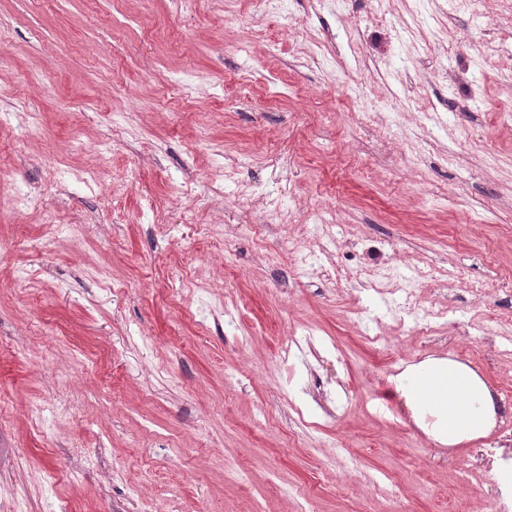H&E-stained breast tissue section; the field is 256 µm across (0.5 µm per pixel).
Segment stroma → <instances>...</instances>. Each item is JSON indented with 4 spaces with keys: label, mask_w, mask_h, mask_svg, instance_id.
<instances>
[{
    "label": "stroma",
    "mask_w": 512,
    "mask_h": 512,
    "mask_svg": "<svg viewBox=\"0 0 512 512\" xmlns=\"http://www.w3.org/2000/svg\"><path fill=\"white\" fill-rule=\"evenodd\" d=\"M509 25L504 0H0V512H494L485 463L512 437ZM266 193L333 213L329 254ZM417 271L420 308L447 313L426 333L368 286ZM448 357L501 410L451 448L392 383ZM57 399L66 413L31 419Z\"/></svg>",
    "instance_id": "obj_1"
}]
</instances>
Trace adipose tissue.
Masks as SVG:
<instances>
[{"instance_id": "adipose-tissue-1", "label": "adipose tissue", "mask_w": 512, "mask_h": 512, "mask_svg": "<svg viewBox=\"0 0 512 512\" xmlns=\"http://www.w3.org/2000/svg\"><path fill=\"white\" fill-rule=\"evenodd\" d=\"M396 388L415 417H434L431 434L456 446L487 436L495 425L494 397L477 373L451 359H429L409 366L396 378Z\"/></svg>"}]
</instances>
